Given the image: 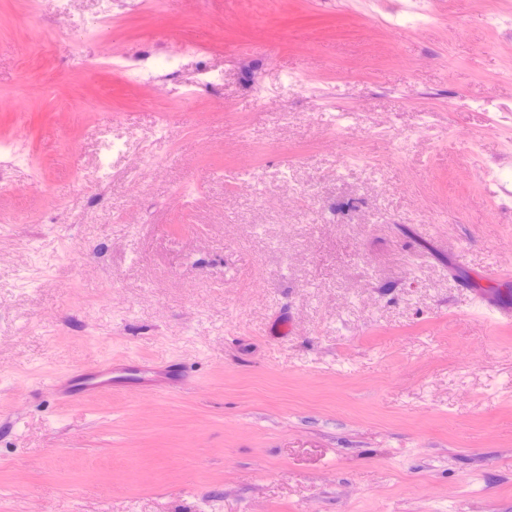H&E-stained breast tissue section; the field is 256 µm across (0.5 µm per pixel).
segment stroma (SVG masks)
<instances>
[{
  "label": "stroma",
  "mask_w": 512,
  "mask_h": 512,
  "mask_svg": "<svg viewBox=\"0 0 512 512\" xmlns=\"http://www.w3.org/2000/svg\"><path fill=\"white\" fill-rule=\"evenodd\" d=\"M98 10L0 0V512H512V0ZM117 57L122 61V69L133 79L158 85L168 78H172L181 71L182 52L173 50L168 53L162 62L148 64V57H131L119 53ZM115 370L112 362L104 364L100 370L95 373L84 375L83 377H75L62 382V377L55 379L52 383L55 395L61 400L68 401L74 391L88 393L100 392L104 387H112L110 380H98L100 377L112 374Z\"/></svg>",
  "instance_id": "35a3bbf8"
}]
</instances>
